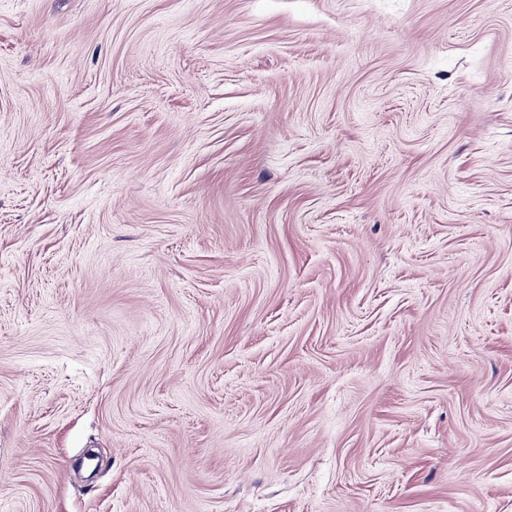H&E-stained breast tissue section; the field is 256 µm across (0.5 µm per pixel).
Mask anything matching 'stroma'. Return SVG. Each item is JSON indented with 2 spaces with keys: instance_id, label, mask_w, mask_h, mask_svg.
<instances>
[{
  "instance_id": "1",
  "label": "stroma",
  "mask_w": 512,
  "mask_h": 512,
  "mask_svg": "<svg viewBox=\"0 0 512 512\" xmlns=\"http://www.w3.org/2000/svg\"><path fill=\"white\" fill-rule=\"evenodd\" d=\"M0 512H512V0H0Z\"/></svg>"
}]
</instances>
